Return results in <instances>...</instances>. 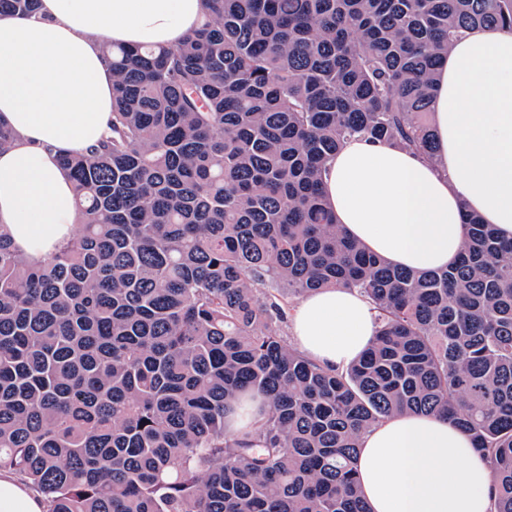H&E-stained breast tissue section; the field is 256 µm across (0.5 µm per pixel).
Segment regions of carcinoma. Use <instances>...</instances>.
<instances>
[{"label":"carcinoma","instance_id":"cac0c4a2","mask_svg":"<svg viewBox=\"0 0 512 512\" xmlns=\"http://www.w3.org/2000/svg\"><path fill=\"white\" fill-rule=\"evenodd\" d=\"M474 28L512 0H206L175 46L105 45L108 131L60 156L79 231L36 265L0 234V470L48 512H368L361 434L436 413L512 512V240L468 212L456 262L398 268L320 191L354 137L436 156L437 66ZM328 286L378 323L336 371L277 329ZM247 391L268 410L229 433Z\"/></svg>","mask_w":512,"mask_h":512}]
</instances>
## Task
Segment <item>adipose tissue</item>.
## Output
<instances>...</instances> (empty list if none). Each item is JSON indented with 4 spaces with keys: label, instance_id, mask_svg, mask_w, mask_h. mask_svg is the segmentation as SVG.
<instances>
[{
    "label": "adipose tissue",
    "instance_id": "ef3b65f1",
    "mask_svg": "<svg viewBox=\"0 0 512 512\" xmlns=\"http://www.w3.org/2000/svg\"><path fill=\"white\" fill-rule=\"evenodd\" d=\"M202 0H39L0 16V231L34 263L77 222L64 152L97 144L112 117L104 43L169 46L199 25ZM435 160L353 139L329 162L323 194L348 236L393 265L448 267L465 212L512 238V31L475 28L442 60L432 102ZM293 346L349 365L370 345L376 312L358 291L322 288L291 310ZM369 512H492V473L466 432L436 415L396 414L362 433L354 461ZM45 498L0 471V512H47Z\"/></svg>",
    "mask_w": 512,
    "mask_h": 512
}]
</instances>
